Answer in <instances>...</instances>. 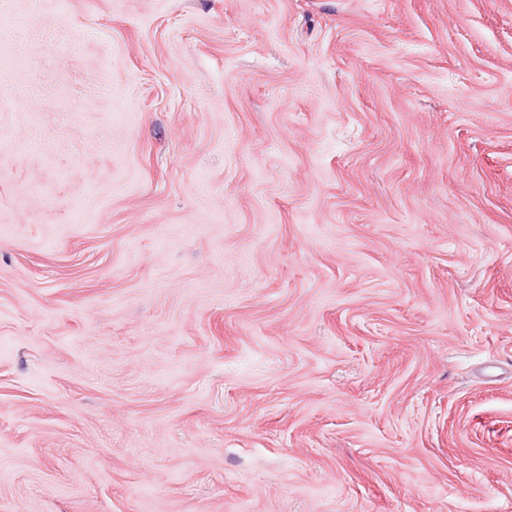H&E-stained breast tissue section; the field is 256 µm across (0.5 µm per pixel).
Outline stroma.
Returning a JSON list of instances; mask_svg holds the SVG:
<instances>
[{
  "instance_id": "obj_1",
  "label": "stroma",
  "mask_w": 512,
  "mask_h": 512,
  "mask_svg": "<svg viewBox=\"0 0 512 512\" xmlns=\"http://www.w3.org/2000/svg\"><path fill=\"white\" fill-rule=\"evenodd\" d=\"M0 512H512V0H0Z\"/></svg>"
}]
</instances>
